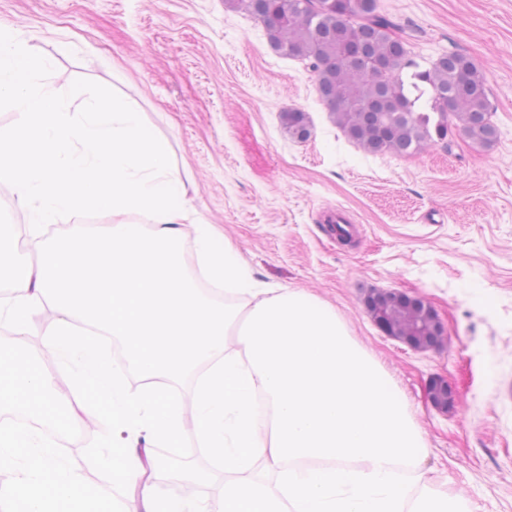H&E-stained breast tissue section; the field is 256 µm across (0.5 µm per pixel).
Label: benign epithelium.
I'll return each instance as SVG.
<instances>
[{
    "label": "benign epithelium",
    "instance_id": "1",
    "mask_svg": "<svg viewBox=\"0 0 512 512\" xmlns=\"http://www.w3.org/2000/svg\"><path fill=\"white\" fill-rule=\"evenodd\" d=\"M394 298L424 310L431 319L434 332L437 334L443 333L442 324L430 302L419 296H409L396 291H377L369 297V302L373 305V319L382 331L388 337L399 340L417 350H423L438 345V340L436 339L423 340L421 337L417 336L422 326H415L414 332L411 333L402 329L396 323L394 309L391 303V300ZM427 398L435 408L441 410L448 409V404L452 402V394L448 390V385L442 382H433L429 385Z\"/></svg>",
    "mask_w": 512,
    "mask_h": 512
}]
</instances>
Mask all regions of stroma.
<instances>
[{"instance_id":"obj_1","label":"stroma","mask_w":512,"mask_h":512,"mask_svg":"<svg viewBox=\"0 0 512 512\" xmlns=\"http://www.w3.org/2000/svg\"><path fill=\"white\" fill-rule=\"evenodd\" d=\"M413 51L468 56L492 89V147L458 130L409 154H371L337 127L305 62L274 50L265 27L232 0H0V25L52 58V79H86L141 112L171 160L169 182L258 281L303 289L333 306L353 339L402 392L429 448L419 472L467 500L471 512H512V0H380ZM305 112L306 139L282 122ZM353 218L351 244L337 210ZM426 298L441 343L414 350L385 337L374 291ZM36 305L29 327L0 340L46 356L56 319ZM443 380L448 412L426 398ZM80 431L64 448L82 477L104 478L83 456L104 430L70 392Z\"/></svg>"}]
</instances>
